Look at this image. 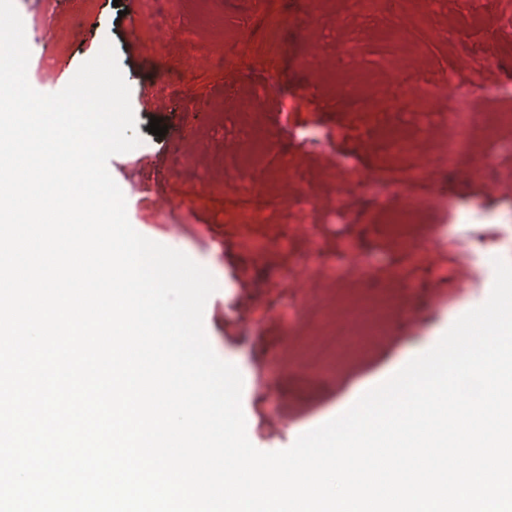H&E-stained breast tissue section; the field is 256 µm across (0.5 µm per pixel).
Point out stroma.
<instances>
[{
	"mask_svg": "<svg viewBox=\"0 0 512 512\" xmlns=\"http://www.w3.org/2000/svg\"><path fill=\"white\" fill-rule=\"evenodd\" d=\"M24 21L53 13L46 55L30 58L28 80L51 72L63 89L80 65L112 44L137 119L141 143L112 156L108 170L144 169L145 192L126 195L140 234L205 267L218 288L204 309L216 355L243 379L241 404L250 442L265 452L289 448L302 433L334 418L353 387L391 373L481 305L494 281V258L512 262V125L480 146V178L431 171L427 182L377 199L359 184L398 177L382 134L397 128L416 141L411 165L429 162L453 95L435 93L449 75L473 80L460 42L487 45L494 71L479 86L475 110L512 114V23L487 27L464 0L438 11L429 0L365 20L342 0H72L51 10L14 0ZM287 17L270 40L271 17ZM138 27H131V17ZM405 26L407 53L390 58L381 32ZM366 72L368 105L341 95L329 76L341 58ZM433 90V122L419 129L416 95ZM251 97L255 109L239 101ZM170 99L159 108L155 99ZM161 118L165 137L149 133ZM265 149L255 153L253 140ZM302 188L314 201L292 197ZM427 205L416 236L425 252L403 250L391 214ZM249 223H241V214ZM388 299L382 332L364 351L325 348L337 303Z\"/></svg>",
	"mask_w": 512,
	"mask_h": 512,
	"instance_id": "35a3bbf8",
	"label": "stroma"
}]
</instances>
